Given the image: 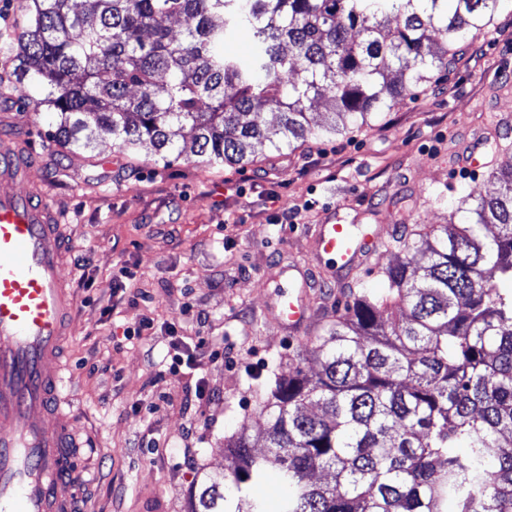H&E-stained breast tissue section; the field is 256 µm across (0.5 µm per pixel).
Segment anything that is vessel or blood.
<instances>
[{
	"label": "vessel or blood",
	"mask_w": 512,
	"mask_h": 512,
	"mask_svg": "<svg viewBox=\"0 0 512 512\" xmlns=\"http://www.w3.org/2000/svg\"><path fill=\"white\" fill-rule=\"evenodd\" d=\"M22 146H0V512H78L81 459L64 394L62 345L74 327L65 275L67 227L38 187ZM371 237L319 225L317 251L339 268L363 261Z\"/></svg>",
	"instance_id": "vessel-or-blood-1"
}]
</instances>
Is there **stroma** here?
Masks as SVG:
<instances>
[{"label":"stroma","mask_w":512,"mask_h":512,"mask_svg":"<svg viewBox=\"0 0 512 512\" xmlns=\"http://www.w3.org/2000/svg\"><path fill=\"white\" fill-rule=\"evenodd\" d=\"M455 50L448 70L370 126L311 138L292 152L266 150L243 168L189 153L166 163L147 144L125 153L106 133L94 150L61 149L48 135L54 112L21 95L16 60L0 56V142L27 138L30 181L69 226L77 327L65 361L75 428L87 443L88 512H189L202 475L233 465L225 439L247 429L263 452L256 389L296 365L319 371L317 334L349 287L382 288L378 267L393 261L387 246L399 225L448 223L460 198L494 191L489 172L512 159V0ZM321 224L364 226L379 244L365 263L339 272L315 251ZM82 252L93 261L85 269L73 263ZM125 265L137 278L123 288L114 276ZM291 296L310 320L290 330L278 313ZM146 319L152 327L140 331ZM128 328L135 337L113 350L111 336ZM177 336L223 342L224 358L171 372ZM201 377L222 399L185 409ZM192 419L188 463L181 444ZM147 436L165 448L142 447Z\"/></svg>","instance_id":"obj_1"}]
</instances>
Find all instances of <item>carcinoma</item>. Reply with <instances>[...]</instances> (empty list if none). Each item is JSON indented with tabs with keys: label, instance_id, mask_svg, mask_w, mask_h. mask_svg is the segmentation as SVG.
Segmentation results:
<instances>
[{
	"label": "carcinoma",
	"instance_id": "1",
	"mask_svg": "<svg viewBox=\"0 0 512 512\" xmlns=\"http://www.w3.org/2000/svg\"><path fill=\"white\" fill-rule=\"evenodd\" d=\"M500 2L22 0L24 25L0 53L17 57L21 93L45 95L63 147L107 132L168 163L188 138L203 162L242 167L260 147L293 151L383 112L447 68ZM238 28L255 45L247 58L227 49ZM320 98L331 108L316 129ZM258 105L275 126L252 117ZM491 180L459 223L404 225L383 291L349 290L316 338L321 370L256 391L267 453L241 431L225 445L234 469L204 475L190 512H268L252 489L272 472L279 512H512V161ZM323 471L331 482H314Z\"/></svg>",
	"mask_w": 512,
	"mask_h": 512
}]
</instances>
